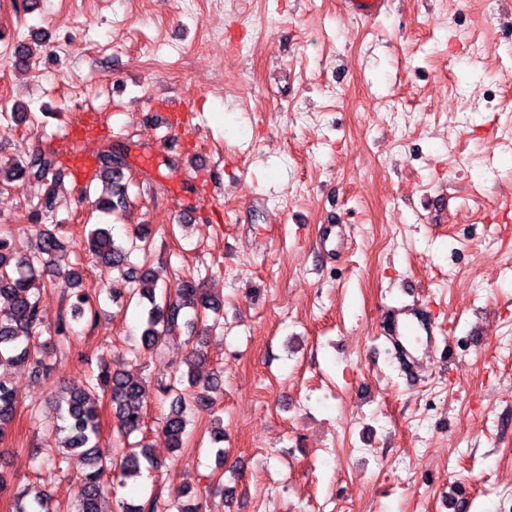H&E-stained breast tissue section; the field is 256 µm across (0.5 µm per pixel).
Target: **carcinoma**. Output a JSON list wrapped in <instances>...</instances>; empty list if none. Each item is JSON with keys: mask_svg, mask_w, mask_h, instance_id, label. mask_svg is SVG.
I'll list each match as a JSON object with an SVG mask.
<instances>
[{"mask_svg": "<svg viewBox=\"0 0 512 512\" xmlns=\"http://www.w3.org/2000/svg\"><path fill=\"white\" fill-rule=\"evenodd\" d=\"M13 55L18 69L23 71L30 67L32 50L28 43L21 41L14 45ZM59 169L60 161L50 150L32 152L12 160L6 167L0 165L1 188L18 182L38 197V207L28 213L27 219L39 237L36 251L27 254L13 232L0 229V296L5 295L10 300L8 310L0 313V367L26 365L36 378L47 375V350L69 338L72 324L85 321L95 328L100 321L96 299L81 288L83 277L80 271L69 269L45 278L46 274L54 271L55 258L65 246L56 232L43 228L41 223L42 216L55 208L52 182ZM94 179L100 181L105 189V194L94 201V210L108 213L126 204L128 183L120 155L110 150L101 153ZM86 248L104 268L121 274L124 286L128 287L129 298L140 295L138 305L144 310L140 349L151 351L168 339L177 340L182 328L199 323L207 332V335L197 337L187 352V380L192 390L186 393L173 384L162 387L163 395L170 398V402L161 430L171 450L178 451L186 442L188 409H206L212 405L209 390L213 389L217 375L201 378L197 372L208 360L205 348L210 341L209 334L219 326L221 305L188 277L178 280L173 287L156 289L153 268L145 264L135 266L130 262L133 251L146 253L150 250L147 231L142 228L123 243L115 239L109 225L93 224L87 232ZM48 285L61 290L67 302V315L58 323L54 335L43 340L39 294ZM189 311L193 312L190 319L186 318ZM99 391L110 397L122 438L143 433L145 425L148 404L144 386L139 380L112 369L110 362L100 366L95 381L73 387L57 398L56 405L64 422L61 430L66 435L55 437L57 455L48 453L44 460L53 471L63 470L62 463L69 455H76L83 462L84 469L80 473L83 495L72 506L71 512H100L102 497L112 490L114 469L118 470L123 484L129 478L140 476L144 470L158 469V462L144 439L127 444L117 463L97 458L95 440L101 429L96 401ZM15 411L13 386L0 373V441L5 438ZM178 496L183 498L178 512H203V500L192 492V486L180 487ZM13 512H53L51 494L45 487L29 483L16 494ZM119 512H168V508L160 496L152 494L144 500H121Z\"/></svg>", "mask_w": 512, "mask_h": 512, "instance_id": "obj_1", "label": "carcinoma"}]
</instances>
